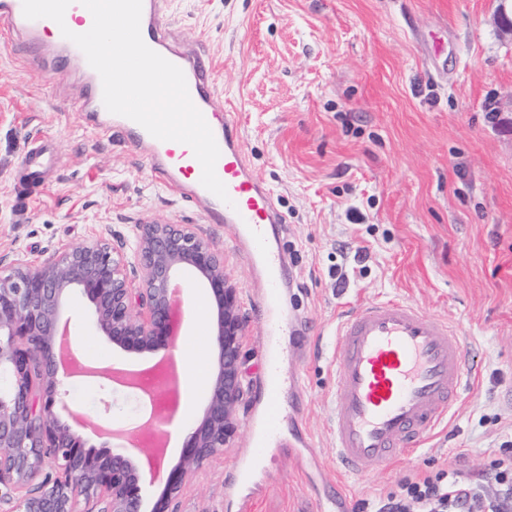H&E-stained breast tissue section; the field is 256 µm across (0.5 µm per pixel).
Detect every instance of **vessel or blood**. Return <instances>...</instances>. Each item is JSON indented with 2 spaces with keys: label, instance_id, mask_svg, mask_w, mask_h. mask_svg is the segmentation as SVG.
Here are the masks:
<instances>
[{
  "label": "vessel or blood",
  "instance_id": "1",
  "mask_svg": "<svg viewBox=\"0 0 512 512\" xmlns=\"http://www.w3.org/2000/svg\"><path fill=\"white\" fill-rule=\"evenodd\" d=\"M19 32L33 43L53 35L69 56L84 57L63 37L56 22L26 19L22 0H0V36L9 39ZM141 35L152 50L183 70L189 95L219 147L215 172L226 186L227 200L202 185V166L194 154L175 153L170 142L154 138L136 122L109 116L102 81L93 68L85 70L87 94L75 110L94 125L111 117L127 145L147 153L156 184L180 200L200 205L211 223L225 225L234 248L256 268L257 311L266 326L268 349L255 386L256 429L250 442L251 456L259 457L284 447L282 425L288 413L283 343L287 321L278 311L285 271L280 248L268 233L269 225L279 223L280 217L271 191L250 176L234 114L216 103L213 60L207 48L183 51L160 23L158 0H142ZM336 344L342 350L332 392L336 456L352 475L368 473L409 452L446 419L467 384L462 336L407 302L359 306L338 325Z\"/></svg>",
  "mask_w": 512,
  "mask_h": 512
}]
</instances>
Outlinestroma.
Instances as JSON below:
<instances>
[{
  "mask_svg": "<svg viewBox=\"0 0 512 512\" xmlns=\"http://www.w3.org/2000/svg\"><path fill=\"white\" fill-rule=\"evenodd\" d=\"M178 42L213 57L220 106L237 113L253 177L283 221L289 284L281 311L296 323L288 373L297 381L284 434L242 491L228 477L245 458L254 402L239 408L232 448L185 488L180 512H338L395 488L427 464L486 470L512 436V35L498 0H161ZM45 45L37 64L0 39V269L39 263L101 239L131 252L141 224H192L224 255L241 290L243 379L254 388L266 329L253 308L249 262L201 207L157 186L146 157L71 105L86 80ZM52 150L42 184L22 164ZM404 300L466 338L477 377L415 455L341 479L330 394L336 328L353 308ZM74 357L137 368L98 335L87 303L65 313ZM90 425L137 433L150 404L106 378L59 387Z\"/></svg>",
  "mask_w": 512,
  "mask_h": 512,
  "instance_id": "stroma-1",
  "label": "stroma"
}]
</instances>
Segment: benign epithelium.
I'll return each instance as SVG.
<instances>
[{
  "instance_id": "benign-epithelium-1",
  "label": "benign epithelium",
  "mask_w": 512,
  "mask_h": 512,
  "mask_svg": "<svg viewBox=\"0 0 512 512\" xmlns=\"http://www.w3.org/2000/svg\"><path fill=\"white\" fill-rule=\"evenodd\" d=\"M134 260L142 277L127 276L128 260L102 240L67 248L39 264L20 263L0 271V486L18 494L17 512H142V463L126 449L97 451L62 424L58 410L57 362L71 354L60 343L66 309L86 301L95 330L116 347L166 357L175 348L182 315L178 280L191 275L207 293L213 369L208 403L185 439L153 512H179L178 499L205 463L224 455L238 428L246 390V342L240 291L224 271V255L191 224H141ZM86 375L149 391L137 375L89 368ZM164 424L152 412L141 426L160 453ZM50 469L42 484L30 482Z\"/></svg>"
}]
</instances>
